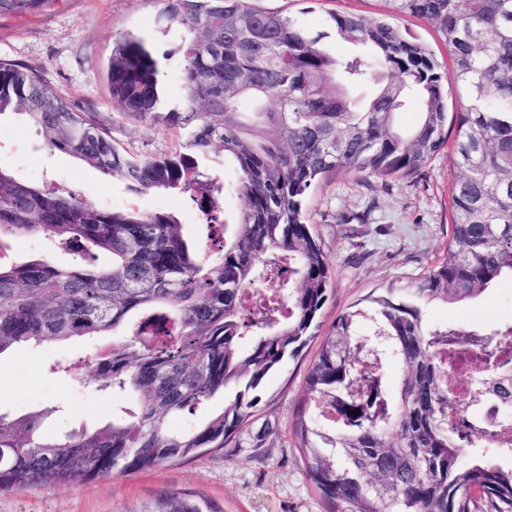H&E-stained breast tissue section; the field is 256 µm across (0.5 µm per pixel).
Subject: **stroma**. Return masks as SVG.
<instances>
[{
	"instance_id": "obj_1",
	"label": "stroma",
	"mask_w": 512,
	"mask_h": 512,
	"mask_svg": "<svg viewBox=\"0 0 512 512\" xmlns=\"http://www.w3.org/2000/svg\"><path fill=\"white\" fill-rule=\"evenodd\" d=\"M253 4L282 12L310 32L328 33L330 50L344 56L353 46L331 35V12L372 19L385 9L383 0ZM157 11L155 0H54L51 7L27 16L0 15V59L36 68L75 110L110 125L114 144L127 152L160 156L175 149L177 132L159 124L113 120L105 77L113 33L152 35ZM0 164L20 169L26 179L39 184L73 188L99 205L176 213L185 236H197L196 207L189 196L128 191L73 157L41 147L26 115H0ZM452 179V160L442 152L405 175L335 172L319 182L304 205L332 272L319 327L297 358L268 377L253 416L223 450L192 464L0 493V512H138L167 492L206 499L220 512H329L307 477L292 429L306 395L309 367L338 315L355 305L368 308L371 295L404 294L444 259ZM422 310L431 324L471 329L510 324L512 281L502 280L467 303H429ZM98 347V340L86 338L0 354V413L12 419L42 413V431L48 436L111 422V392L78 379Z\"/></svg>"
}]
</instances>
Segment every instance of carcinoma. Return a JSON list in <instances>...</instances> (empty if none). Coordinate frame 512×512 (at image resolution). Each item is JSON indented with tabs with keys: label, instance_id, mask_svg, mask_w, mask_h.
I'll return each instance as SVG.
<instances>
[{
	"label": "carcinoma",
	"instance_id": "obj_1",
	"mask_svg": "<svg viewBox=\"0 0 512 512\" xmlns=\"http://www.w3.org/2000/svg\"><path fill=\"white\" fill-rule=\"evenodd\" d=\"M55 0H0L25 16ZM156 24L180 42L162 49L130 31L112 36L106 79L118 115L162 121L180 149L134 157L109 128L76 111L31 66L0 62V115H27L49 150L64 152L142 194L246 200L223 210L210 259L171 213L99 206L62 187L0 166V354L12 347L112 335L86 363L92 381L122 395L112 423L59 438L43 414H0V492L58 487L194 462L224 444L260 402L270 374L297 356L327 300L331 274L306 223L304 200L320 178L344 171L387 176L417 170L442 150L453 161L447 257L399 300L336 318L306 379L296 422L306 472L339 512H471L473 492L512 512V465L490 456L494 436L468 439L447 424L460 405L448 351L474 332L425 323L414 299L474 300L512 279V0H386L375 21L332 15L336 35L358 45L338 57L279 12L251 0H157ZM408 14L436 27L448 69L393 22ZM185 90L164 111L163 72ZM468 100L448 127V87ZM419 121L397 122L408 103ZM278 103L279 110L271 108ZM224 151V182L210 153ZM37 231L86 264L5 259V240ZM110 263L99 266V256ZM401 371L392 386L386 367ZM479 396L512 408V373L485 367ZM218 395L222 411L174 431L171 417ZM138 512H220L165 493Z\"/></svg>",
	"mask_w": 512,
	"mask_h": 512
}]
</instances>
